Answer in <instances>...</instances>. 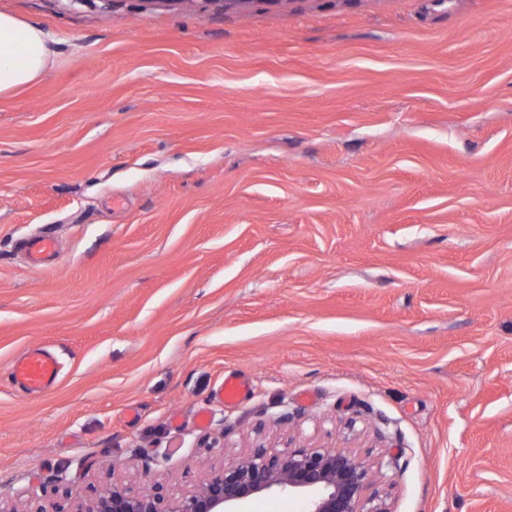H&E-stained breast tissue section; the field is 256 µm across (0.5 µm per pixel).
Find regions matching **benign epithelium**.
<instances>
[{
	"label": "benign epithelium",
	"mask_w": 512,
	"mask_h": 512,
	"mask_svg": "<svg viewBox=\"0 0 512 512\" xmlns=\"http://www.w3.org/2000/svg\"><path fill=\"white\" fill-rule=\"evenodd\" d=\"M371 464L347 448L258 447L245 458L213 467L194 490L174 494L155 486L136 491L123 480L83 499L74 488L69 512H239L245 501L278 493L301 499L302 512H389L368 493Z\"/></svg>",
	"instance_id": "benign-epithelium-1"
}]
</instances>
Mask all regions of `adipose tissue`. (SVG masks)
<instances>
[{
  "label": "adipose tissue",
  "mask_w": 512,
  "mask_h": 512,
  "mask_svg": "<svg viewBox=\"0 0 512 512\" xmlns=\"http://www.w3.org/2000/svg\"><path fill=\"white\" fill-rule=\"evenodd\" d=\"M52 43L48 31L0 13V93L38 79L50 60Z\"/></svg>",
  "instance_id": "obj_1"
}]
</instances>
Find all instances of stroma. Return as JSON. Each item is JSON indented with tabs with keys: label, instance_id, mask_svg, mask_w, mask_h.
I'll return each instance as SVG.
<instances>
[{
	"label": "stroma",
	"instance_id": "1",
	"mask_svg": "<svg viewBox=\"0 0 512 512\" xmlns=\"http://www.w3.org/2000/svg\"><path fill=\"white\" fill-rule=\"evenodd\" d=\"M0 12L54 38L0 96V498L308 446L392 512H512V0ZM25 248L30 260L34 264H41L45 258L56 253L57 240L50 233H41L29 237L25 242ZM10 375L12 382L26 393L42 396L52 390L58 381L57 362L47 351L32 348L13 363ZM250 388L246 380L236 374L229 373L224 377V383L220 388V395L225 403H235L249 395Z\"/></svg>",
	"mask_w": 512,
	"mask_h": 512
}]
</instances>
